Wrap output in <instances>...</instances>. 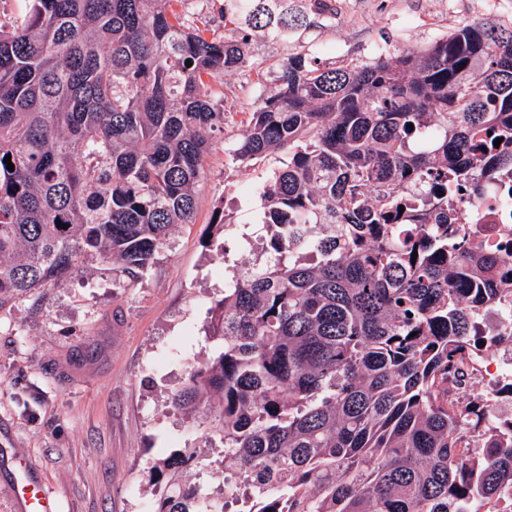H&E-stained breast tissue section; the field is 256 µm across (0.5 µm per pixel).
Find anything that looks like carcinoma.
<instances>
[{
  "label": "carcinoma",
  "mask_w": 512,
  "mask_h": 512,
  "mask_svg": "<svg viewBox=\"0 0 512 512\" xmlns=\"http://www.w3.org/2000/svg\"><path fill=\"white\" fill-rule=\"evenodd\" d=\"M184 2L18 0L0 22V305L90 258L148 270L195 220L210 80L310 27L289 0H222L244 35L218 39ZM275 82L232 149L288 154L260 194L267 259L235 269L222 351L171 396L216 423L235 493L188 483L201 451L179 448L148 467L152 512H512V377L459 395L482 348L512 350V314L477 331L512 311V242L483 249L439 196L512 173V23L359 65L294 52Z\"/></svg>",
  "instance_id": "obj_1"
}]
</instances>
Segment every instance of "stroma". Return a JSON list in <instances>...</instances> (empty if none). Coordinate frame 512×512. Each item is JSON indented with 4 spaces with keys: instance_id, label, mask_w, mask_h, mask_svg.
<instances>
[{
    "instance_id": "35a3bbf8",
    "label": "stroma",
    "mask_w": 512,
    "mask_h": 512,
    "mask_svg": "<svg viewBox=\"0 0 512 512\" xmlns=\"http://www.w3.org/2000/svg\"><path fill=\"white\" fill-rule=\"evenodd\" d=\"M304 34L251 39L248 67L212 81L227 114L205 156L196 221L176 228L152 267L131 279L93 260L59 287L0 307V512H10L14 461L28 463L58 512H143L152 458L189 446L205 454L191 482L219 489L224 447L208 419L175 410L171 395L219 342L209 335L228 264L262 259L252 185L285 156L233 162L245 114L275 85L289 53L329 65L421 48L477 21L512 19V0H333ZM232 224L216 230V208Z\"/></svg>"
}]
</instances>
